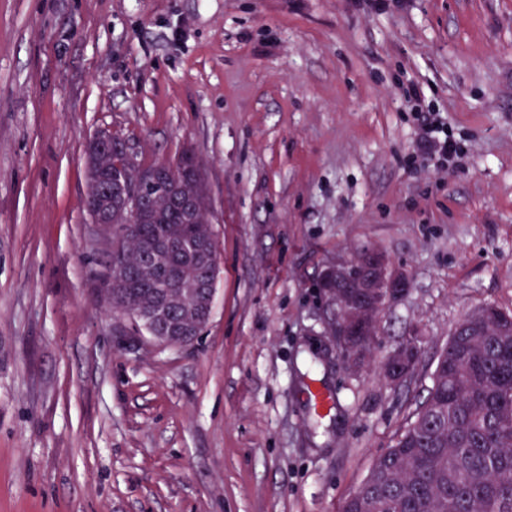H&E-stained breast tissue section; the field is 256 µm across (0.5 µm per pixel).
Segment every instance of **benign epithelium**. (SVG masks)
Here are the masks:
<instances>
[{"label":"benign epithelium","mask_w":512,"mask_h":512,"mask_svg":"<svg viewBox=\"0 0 512 512\" xmlns=\"http://www.w3.org/2000/svg\"><path fill=\"white\" fill-rule=\"evenodd\" d=\"M116 147L125 158L127 172L113 173V181L124 187L126 229L132 230L138 220L144 190L160 189L156 174L159 167L146 169L139 165V152L127 139L110 131H99L88 141V147ZM215 238L209 234L197 241L193 258L209 266L208 278L189 289L192 305H182L184 289L179 287L177 273L164 279L153 300L133 308V319L152 338L163 344L188 346L198 340L213 308L219 265L213 263ZM182 252L181 245L165 243L147 250L146 265L153 268L166 256ZM319 281L325 300L324 324L339 358L353 374L363 372L370 364L371 347L380 329L381 315L394 300L405 296L411 287L409 276L396 268L388 258L372 249L357 251L351 259L324 266ZM422 356V339L400 342L377 364L384 381L392 388L410 383L416 376Z\"/></svg>","instance_id":"obj_1"}]
</instances>
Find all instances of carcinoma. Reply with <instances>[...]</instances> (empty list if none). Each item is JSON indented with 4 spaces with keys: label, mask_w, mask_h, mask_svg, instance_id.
<instances>
[{
    "label": "carcinoma",
    "mask_w": 512,
    "mask_h": 512,
    "mask_svg": "<svg viewBox=\"0 0 512 512\" xmlns=\"http://www.w3.org/2000/svg\"><path fill=\"white\" fill-rule=\"evenodd\" d=\"M172 197L146 203L137 231L124 232L120 200L98 167L86 168V209L112 211V272L134 300L157 288L138 275L153 243L189 241L209 230L207 199L188 222L176 198L194 191L199 164L181 155L168 162ZM443 367L391 448L377 458L343 512H512V329L483 324L470 315L441 350Z\"/></svg>",
    "instance_id": "cac0c4a2"
}]
</instances>
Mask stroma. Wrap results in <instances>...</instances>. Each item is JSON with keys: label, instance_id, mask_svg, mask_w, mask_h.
<instances>
[{"label": "stroma", "instance_id": "35a3bbf8", "mask_svg": "<svg viewBox=\"0 0 512 512\" xmlns=\"http://www.w3.org/2000/svg\"><path fill=\"white\" fill-rule=\"evenodd\" d=\"M386 2L0 0V512H340L454 327L512 313V0ZM413 83L447 169L411 156ZM104 129L200 164L220 271L192 345L105 300ZM364 246L411 280L372 351L422 336L397 389L326 336L320 271Z\"/></svg>", "mask_w": 512, "mask_h": 512}]
</instances>
